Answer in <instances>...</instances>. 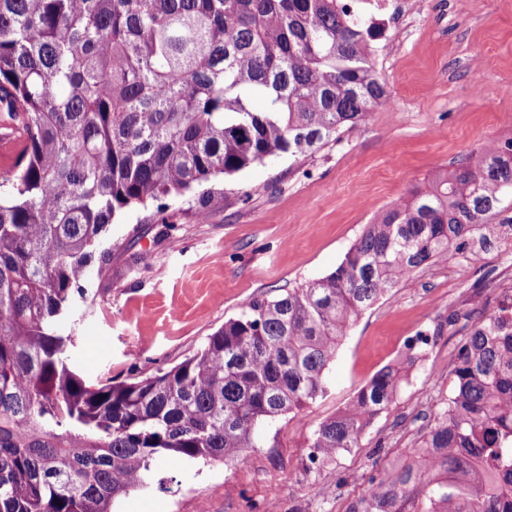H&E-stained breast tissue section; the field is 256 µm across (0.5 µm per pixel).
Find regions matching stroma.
Segmentation results:
<instances>
[{"label": "stroma", "mask_w": 512, "mask_h": 512, "mask_svg": "<svg viewBox=\"0 0 512 512\" xmlns=\"http://www.w3.org/2000/svg\"><path fill=\"white\" fill-rule=\"evenodd\" d=\"M416 2L386 24L372 55L387 108L302 161L257 163L169 199L165 211L137 206L114 219L104 241L112 257L73 310L83 375L141 379L180 363L247 299L334 271L373 212L470 150L512 137V5ZM478 247L471 240L451 249L362 314L329 372L327 396L283 417L275 447L249 449L233 464L185 465L172 491L130 497L115 512H336L372 473L401 465L452 389L459 343L476 323L469 297L484 295L489 314L512 289V270L496 253L467 263ZM417 331L429 334V354L360 447L307 468L316 425L396 360L397 343ZM253 467L270 473L276 495L247 480Z\"/></svg>", "instance_id": "obj_1"}]
</instances>
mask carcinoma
<instances>
[{
  "mask_svg": "<svg viewBox=\"0 0 512 512\" xmlns=\"http://www.w3.org/2000/svg\"><path fill=\"white\" fill-rule=\"evenodd\" d=\"M380 24L344 0H0V512H112L160 466L235 462L327 393L357 319L459 239L512 224V140L472 150L375 215L330 274L253 298L192 355L136 381L76 371L68 324L108 224L282 156L389 104ZM512 323L473 326L422 437L424 467L368 480L357 512H512ZM416 356L377 371L308 440L360 445Z\"/></svg>",
  "mask_w": 512,
  "mask_h": 512,
  "instance_id": "cac0c4a2",
  "label": "carcinoma"
}]
</instances>
